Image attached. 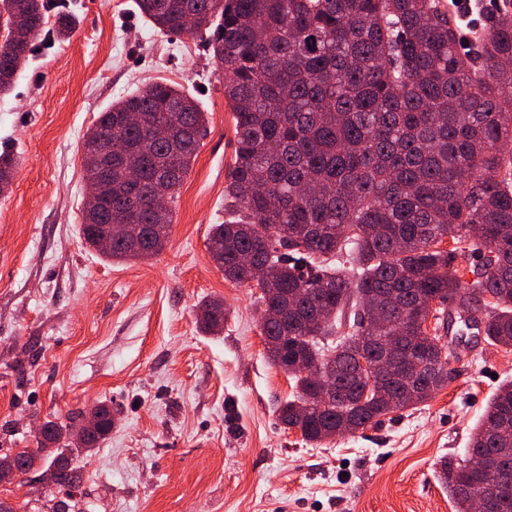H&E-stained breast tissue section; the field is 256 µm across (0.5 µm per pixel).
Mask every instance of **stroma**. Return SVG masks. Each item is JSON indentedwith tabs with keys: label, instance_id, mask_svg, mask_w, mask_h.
Instances as JSON below:
<instances>
[{
	"label": "stroma",
	"instance_id": "35a3bbf8",
	"mask_svg": "<svg viewBox=\"0 0 512 512\" xmlns=\"http://www.w3.org/2000/svg\"><path fill=\"white\" fill-rule=\"evenodd\" d=\"M50 2L70 37L43 36L0 95V151L19 159L0 195V454L35 447L44 420L105 402L108 438L66 452L81 512H455L437 468L465 458L512 380V348L452 319L442 340L455 378L427 403L314 444L285 429L277 408L293 382L264 356L261 291L225 279L207 250L236 137L201 39L155 31L133 0ZM156 81L196 96L207 131L164 250L112 261L78 232L82 143L100 112ZM209 297L231 310L217 335L197 323ZM57 495L37 471L0 486L25 512H50Z\"/></svg>",
	"mask_w": 512,
	"mask_h": 512
}]
</instances>
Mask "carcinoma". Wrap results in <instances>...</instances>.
<instances>
[{
  "mask_svg": "<svg viewBox=\"0 0 512 512\" xmlns=\"http://www.w3.org/2000/svg\"><path fill=\"white\" fill-rule=\"evenodd\" d=\"M164 34H208L236 133L224 195L237 216L213 225L225 278L256 283L266 358L288 372L295 394L278 413L303 441L353 434L394 411L425 403L450 383L451 344L441 343L448 307L483 314L482 336L512 348V13L481 28L471 62L442 0H134ZM47 0H0V94L8 92L48 24ZM207 115L165 82L138 88L100 113L84 136V178L102 179L98 206L82 213L81 238L110 260L157 254L171 207L155 209L157 186L175 199L195 161ZM115 138L126 153L102 167ZM15 158L0 154V193ZM449 238L456 247L444 250ZM482 262L464 281L457 253ZM377 308L343 331L350 308ZM224 301L198 306L200 328L224 329ZM397 336L396 356L414 394L397 379L371 387L355 373L359 354L378 357ZM94 423L84 449L112 431V406L69 416ZM70 426L44 422L37 448L14 457L20 474L79 488L63 457ZM469 450L509 474L495 512H512V382L502 384L474 427ZM488 474L441 461L439 479L456 512H475Z\"/></svg>",
  "mask_w": 512,
  "mask_h": 512,
  "instance_id": "1",
  "label": "carcinoma"
}]
</instances>
